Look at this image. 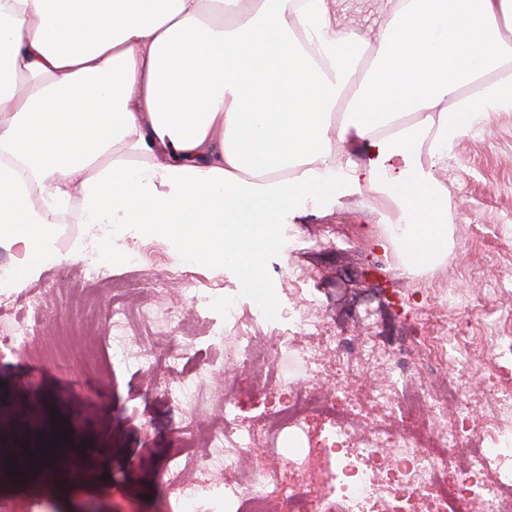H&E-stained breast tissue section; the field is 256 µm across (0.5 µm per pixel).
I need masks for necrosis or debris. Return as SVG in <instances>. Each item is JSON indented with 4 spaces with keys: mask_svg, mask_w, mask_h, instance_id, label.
<instances>
[{
    "mask_svg": "<svg viewBox=\"0 0 512 512\" xmlns=\"http://www.w3.org/2000/svg\"><path fill=\"white\" fill-rule=\"evenodd\" d=\"M51 301L40 294L13 292L0 302V349H22L47 358L53 366L76 363L63 343L46 344L43 316ZM281 326L272 344L255 318L241 314L234 299L224 301L223 324L210 325V342L224 339L225 325L234 329L233 371L224 386L211 391L189 385L178 360L187 344L170 341L157 346L159 336L184 319L180 302L158 308L144 303L128 308L113 299L110 329L90 341L95 364L111 370L136 347L152 375L179 410L223 408V415L206 426H183L170 457L152 479L163 504L179 503L180 512H196L201 477H211V512H512V475L493 474L494 462L512 460V389L490 395L488 404L508 424L490 434L471 426L470 404L456 384L432 381L462 330L437 324L430 333L405 337L404 351L415 355L416 372H409L394 351L322 333V320L310 305L281 312ZM341 354L343 365L379 361L389 365L394 379L371 384L369 400L382 416L365 420L360 398L350 391L326 394L316 381L334 375L329 355ZM263 374L254 391L264 398L278 390L269 421L242 423L239 403L231 394L241 378ZM316 420L329 436L343 444L322 454L298 453L295 467L324 477L322 489L290 480L279 466L277 440L288 430ZM262 446L267 460L255 464L244 449Z\"/></svg>",
    "mask_w": 512,
    "mask_h": 512,
    "instance_id": "necrosis-or-debris-1",
    "label": "necrosis or debris"
}]
</instances>
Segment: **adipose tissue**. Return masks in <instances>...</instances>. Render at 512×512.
<instances>
[{
	"instance_id": "obj_1",
	"label": "adipose tissue",
	"mask_w": 512,
	"mask_h": 512,
	"mask_svg": "<svg viewBox=\"0 0 512 512\" xmlns=\"http://www.w3.org/2000/svg\"><path fill=\"white\" fill-rule=\"evenodd\" d=\"M0 0V246L12 287L110 263L112 230L260 283L275 227L371 192L413 275L448 254L455 141L512 110V0ZM375 53L368 69L359 61ZM86 230L68 251L57 219ZM384 0H336V11L339 19L357 29L369 40L377 33L382 21L386 2Z\"/></svg>"
}]
</instances>
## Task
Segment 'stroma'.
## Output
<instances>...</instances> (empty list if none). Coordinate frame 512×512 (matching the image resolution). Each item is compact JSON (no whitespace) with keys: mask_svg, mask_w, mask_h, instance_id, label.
Segmentation results:
<instances>
[{"mask_svg":"<svg viewBox=\"0 0 512 512\" xmlns=\"http://www.w3.org/2000/svg\"><path fill=\"white\" fill-rule=\"evenodd\" d=\"M339 19L374 38L385 12L383 0H336ZM448 188L452 250L443 264L418 275L400 274L376 247L368 230L388 214L386 200L370 197L325 211L307 207L293 224L282 225L276 251L263 254L262 285L255 288L234 269L218 272L193 262L192 278L169 281L164 294L153 288L166 268L182 266L168 243L141 241L144 260L130 271L116 260L106 267V287L91 291L100 314H108L112 288L133 284L138 297L157 306L180 300L191 307L193 289L211 288L215 297L198 316L222 322L225 295L236 296L241 310L261 319L292 306L289 280L311 301L330 332L357 336L388 347L394 337L435 319L468 320L466 337L448 353L440 377L465 386L476 430L494 427L484 403L497 381L512 382V359L490 361L488 325L512 332V112L490 116L483 131L461 137L448 166L436 173ZM79 262L68 260L43 269L26 290L48 295L47 326L72 325L69 348L86 353L83 317L71 306L72 280ZM233 341L191 363L187 372L216 387L232 371ZM145 384L131 370L114 366L105 376L83 366L58 370L31 361L28 352L0 357V497L19 501L30 512H162L152 474L166 462L182 416L162 394L144 398ZM38 410V424L59 441L60 471L36 483L11 475L7 461L19 442L10 430L15 420ZM69 441H62V433Z\"/></svg>","mask_w":512,"mask_h":512,"instance_id":"1","label":"stroma"}]
</instances>
